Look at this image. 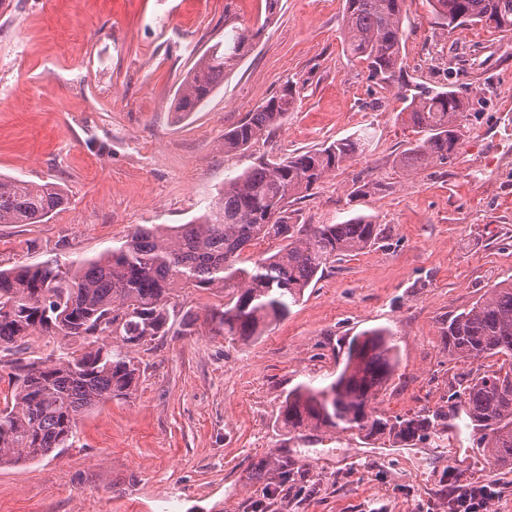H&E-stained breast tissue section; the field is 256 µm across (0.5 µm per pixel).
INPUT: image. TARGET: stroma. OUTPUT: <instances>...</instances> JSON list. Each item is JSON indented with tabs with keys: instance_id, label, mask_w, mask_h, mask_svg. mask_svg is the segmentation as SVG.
<instances>
[{
	"instance_id": "obj_1",
	"label": "stroma",
	"mask_w": 512,
	"mask_h": 512,
	"mask_svg": "<svg viewBox=\"0 0 512 512\" xmlns=\"http://www.w3.org/2000/svg\"><path fill=\"white\" fill-rule=\"evenodd\" d=\"M344 0H6L0 7V173L55 182L69 203L42 224H0V264L93 256L139 224H185L224 179L369 129L368 151L295 201L302 224L373 215L385 238L327 271L257 343L207 325L140 350L126 400L83 417L73 447L0 467V512H448L452 479L496 481L489 512H512V470L475 447L454 394L476 362L449 360L443 322L512 282V32L448 30L406 0L398 84L377 85L342 41ZM248 31L244 56L197 112L170 104L209 46ZM294 108L271 136L228 152L224 134L284 87ZM452 88L462 135L444 164L410 172L406 98ZM498 169L484 170L488 160ZM382 183L357 192L356 179ZM397 335L398 367L377 409L449 412L412 445L336 429L283 428L285 394L331 381L360 332ZM457 454H449V447ZM287 457L310 477L265 492L251 464Z\"/></svg>"
}]
</instances>
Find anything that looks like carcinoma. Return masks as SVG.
I'll list each match as a JSON object with an SVG mask.
<instances>
[{"instance_id": "1", "label": "carcinoma", "mask_w": 512, "mask_h": 512, "mask_svg": "<svg viewBox=\"0 0 512 512\" xmlns=\"http://www.w3.org/2000/svg\"><path fill=\"white\" fill-rule=\"evenodd\" d=\"M448 29L480 24L512 31V0H429ZM405 0H345L343 42L382 87L404 68ZM243 31L212 46L181 84L175 112H197L224 72L244 55ZM288 89L266 99L224 133V149L242 150L272 134L292 111ZM408 120L422 133L400 163L416 170L445 163L462 134L464 104L456 91L427 90L411 98ZM370 145L358 133L279 160H261L224 180L204 212L187 224L139 225L123 243L93 257L54 258L33 266L0 267V350L30 336H60L54 358L18 361L12 389L0 407V466L48 456L75 442L79 420L112 400L133 394L140 377L137 352L170 334L178 318L192 334L198 314L177 310L192 290L217 289L224 303L206 310L210 331L249 345L288 317L291 305L334 264L382 239L369 215L341 224H295L290 204L312 195L330 174ZM68 204L61 185L0 175V224H42ZM278 240L275 253L245 265L243 253ZM448 359L479 361L460 390L469 425L483 431L484 451L512 465V282L448 318ZM497 356L501 364L482 361ZM398 364L395 333L372 328L347 341L346 360L323 386L301 383L281 406L292 430L341 429L408 445L444 431L448 414L426 408L387 416L374 407Z\"/></svg>"}]
</instances>
